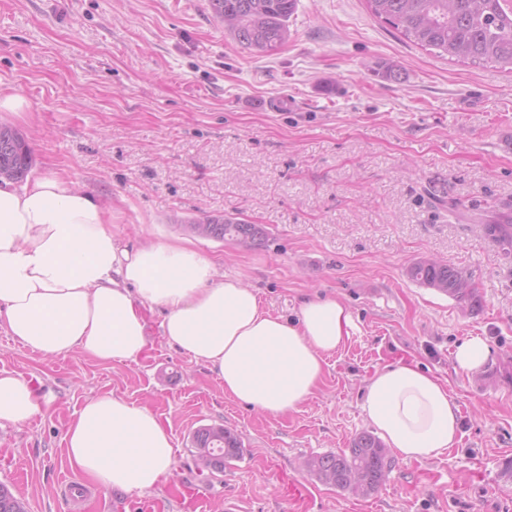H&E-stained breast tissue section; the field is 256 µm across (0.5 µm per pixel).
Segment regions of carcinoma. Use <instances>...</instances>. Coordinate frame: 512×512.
Masks as SVG:
<instances>
[{
  "instance_id": "carcinoma-1",
  "label": "carcinoma",
  "mask_w": 512,
  "mask_h": 512,
  "mask_svg": "<svg viewBox=\"0 0 512 512\" xmlns=\"http://www.w3.org/2000/svg\"><path fill=\"white\" fill-rule=\"evenodd\" d=\"M371 14L421 48L439 56L473 64L512 66V0H366ZM214 16L239 45L257 54L271 55L288 39V19L297 0H210ZM372 71L398 81L401 68L377 63ZM31 150L17 131L0 124V182H19L32 167ZM503 256H512V216L501 213L479 224ZM195 235L216 241L235 240L247 247L261 241L257 224L235 218H205L185 225ZM411 280L440 291L460 303L475 305L478 296L464 273L447 264L420 259L408 269ZM196 454L206 451L211 467L240 457L241 443L228 428L202 426L192 439ZM303 468L322 483L343 492L368 496L384 483L390 468L388 452L374 435L357 436L348 450L315 455ZM0 512H26L25 504L0 485Z\"/></svg>"
}]
</instances>
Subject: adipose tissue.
Here are the masks:
<instances>
[{"mask_svg": "<svg viewBox=\"0 0 512 512\" xmlns=\"http://www.w3.org/2000/svg\"><path fill=\"white\" fill-rule=\"evenodd\" d=\"M116 211L52 172L0 183V326L44 356L79 351L136 360L148 346V312L166 340L206 364L226 395L271 415L296 411L318 388L326 355L349 338L338 299L303 297L295 319L271 314L240 279L215 280L187 242L121 245ZM39 410L21 377L0 371V423ZM363 411L403 459L444 456L459 442V409L438 376L399 361L366 381ZM70 464L108 490L142 494L171 474L174 449L148 408L112 393L88 398L66 428Z\"/></svg>", "mask_w": 512, "mask_h": 512, "instance_id": "ef3b65f1", "label": "adipose tissue"}]
</instances>
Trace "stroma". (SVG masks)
<instances>
[{
	"mask_svg": "<svg viewBox=\"0 0 512 512\" xmlns=\"http://www.w3.org/2000/svg\"><path fill=\"white\" fill-rule=\"evenodd\" d=\"M274 54L243 49L209 0H0V87L28 103L0 122L26 136L30 177L54 171L120 209L122 244L189 237L203 217L262 225V244L194 238L217 274L256 289L293 317L306 294L333 296L354 322L297 411L260 413L224 393L217 375L169 345L159 314L134 362L74 351L47 358L0 328V371L28 381L40 410L0 424V483L28 512H512V258L479 219L512 214V73L440 59L374 19L364 0H298ZM388 61L398 82L372 71ZM465 271L469 307L412 281L420 259ZM480 336L492 359L457 371L452 351ZM410 360L448 385L460 440L448 455H392L374 494L341 492L302 469L370 431L367 379ZM116 393L149 408L173 440L172 476L142 495L107 491L71 467L66 427L85 400ZM221 425L243 453L207 476L194 431ZM300 482L304 500L284 494ZM88 496L65 508V485Z\"/></svg>",
	"mask_w": 512,
	"mask_h": 512,
	"instance_id": "stroma-1",
	"label": "stroma"
}]
</instances>
